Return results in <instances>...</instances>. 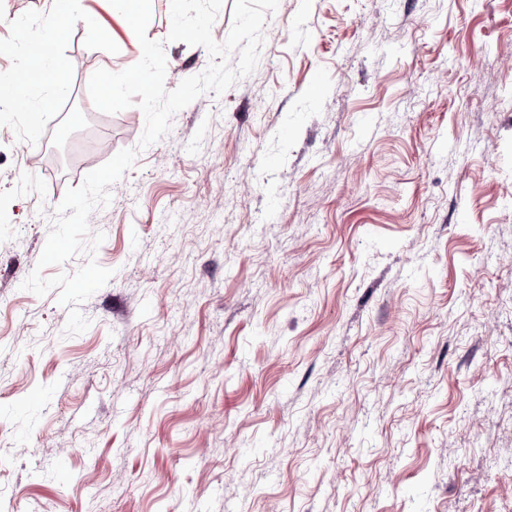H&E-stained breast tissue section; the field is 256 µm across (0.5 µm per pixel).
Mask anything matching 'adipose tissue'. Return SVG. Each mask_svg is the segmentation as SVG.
Instances as JSON below:
<instances>
[{"label":"adipose tissue","instance_id":"1","mask_svg":"<svg viewBox=\"0 0 512 512\" xmlns=\"http://www.w3.org/2000/svg\"><path fill=\"white\" fill-rule=\"evenodd\" d=\"M52 19L36 38L26 40V65L14 74L6 85H0V105L15 112H34L36 106L31 97L34 85L44 82L56 90L68 85L66 72L54 53L55 43L62 37L65 25L72 18L68 0H50Z\"/></svg>","mask_w":512,"mask_h":512}]
</instances>
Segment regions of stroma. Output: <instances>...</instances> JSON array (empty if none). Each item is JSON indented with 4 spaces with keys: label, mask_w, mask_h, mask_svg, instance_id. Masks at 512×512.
Segmentation results:
<instances>
[{
    "label": "stroma",
    "mask_w": 512,
    "mask_h": 512,
    "mask_svg": "<svg viewBox=\"0 0 512 512\" xmlns=\"http://www.w3.org/2000/svg\"><path fill=\"white\" fill-rule=\"evenodd\" d=\"M170 2L171 90L210 55ZM48 7L0 0V75ZM73 7L68 91L0 112V512H512V0H279L255 70L143 150L88 93L141 46ZM123 149L68 336L21 284L86 263L38 265Z\"/></svg>",
    "instance_id": "35a3bbf8"
}]
</instances>
